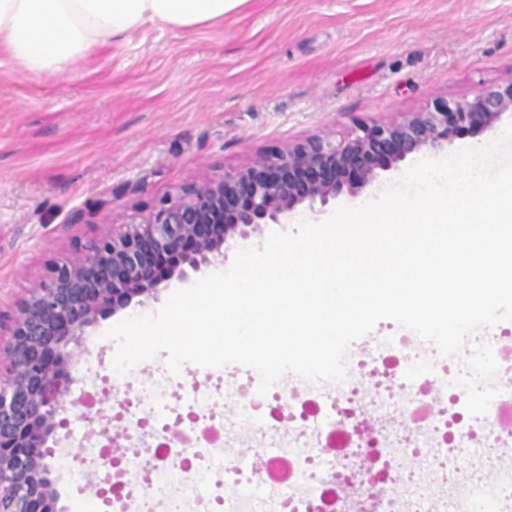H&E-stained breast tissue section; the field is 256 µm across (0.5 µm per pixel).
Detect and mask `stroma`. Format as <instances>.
<instances>
[{
  "instance_id": "stroma-1",
  "label": "stroma",
  "mask_w": 512,
  "mask_h": 512,
  "mask_svg": "<svg viewBox=\"0 0 512 512\" xmlns=\"http://www.w3.org/2000/svg\"><path fill=\"white\" fill-rule=\"evenodd\" d=\"M512 81V0H245L223 21L191 30L146 27L121 44L94 48L64 72L34 75L0 52V311L11 312L49 263L85 247L102 224H122L132 205L149 206L203 174L239 168L259 152L322 132L350 136L356 123L420 112L438 97L472 98ZM512 123L503 113L489 128L422 148L440 159L485 145ZM408 161L356 192L323 206L296 205L289 224L326 219L341 205L358 206L398 182ZM83 223L69 225L75 210ZM271 225L224 246L223 261L186 269L150 296L85 327L70 343V387L80 398L96 377L109 376L113 402L144 387L175 391L192 383L238 391L247 367L185 364L171 376L164 356L114 372L116 343L104 333L118 322L157 312L175 290L231 266L241 246L262 245ZM226 467L247 464L265 512L278 497L266 462L291 445L298 422L269 421L260 433L239 424L225 399ZM57 512L96 503L88 478L100 475L98 455L71 427L49 440ZM512 446L461 449L456 467L417 448L393 486L408 495L407 476L438 473L445 492L455 475L492 477Z\"/></svg>"
}]
</instances>
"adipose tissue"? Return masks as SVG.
<instances>
[{
    "mask_svg": "<svg viewBox=\"0 0 512 512\" xmlns=\"http://www.w3.org/2000/svg\"><path fill=\"white\" fill-rule=\"evenodd\" d=\"M244 0H0V49L31 73H56L132 31L223 20Z\"/></svg>",
    "mask_w": 512,
    "mask_h": 512,
    "instance_id": "ef3b65f1",
    "label": "adipose tissue"
}]
</instances>
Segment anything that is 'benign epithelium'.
I'll use <instances>...</instances> for the list:
<instances>
[{
	"label": "benign epithelium",
	"instance_id": "7a95c632",
	"mask_svg": "<svg viewBox=\"0 0 512 512\" xmlns=\"http://www.w3.org/2000/svg\"><path fill=\"white\" fill-rule=\"evenodd\" d=\"M509 109L512 81L470 100L438 99L400 120L358 123L340 141L290 142L233 171L191 180L135 210L125 229L104 225L83 254L53 262L12 313L0 312V333L10 336L9 367L0 374V512H56L47 443L67 422L64 348L77 332L184 274L181 266L196 270L224 256V244L246 228L280 224L305 201L324 205L426 146L490 127Z\"/></svg>",
	"mask_w": 512,
	"mask_h": 512
}]
</instances>
